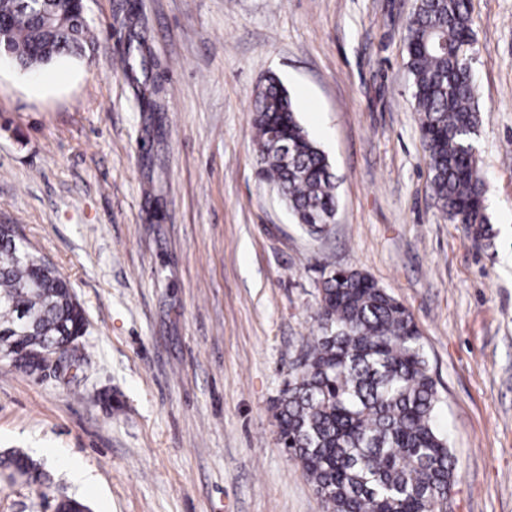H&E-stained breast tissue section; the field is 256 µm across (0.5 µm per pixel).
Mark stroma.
<instances>
[{
  "label": "stroma",
  "mask_w": 512,
  "mask_h": 512,
  "mask_svg": "<svg viewBox=\"0 0 512 512\" xmlns=\"http://www.w3.org/2000/svg\"><path fill=\"white\" fill-rule=\"evenodd\" d=\"M415 0H84L88 57L0 61V224L69 280L78 379L0 359V454L92 512H324L275 405L325 271L413 315L455 462L447 512H512V0H471L486 235L451 223L406 67ZM277 76L336 176L307 233L260 178ZM0 476V512H55ZM8 470L7 477H10L13 472L21 471L28 475L29 480L39 482L43 488V495H48L52 491V483L50 480H41V473L39 466L24 452L15 450L7 453L4 457L0 458V468Z\"/></svg>",
  "instance_id": "obj_1"
}]
</instances>
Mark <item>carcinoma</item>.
I'll return each instance as SVG.
<instances>
[{
  "instance_id": "carcinoma-1",
  "label": "carcinoma",
  "mask_w": 512,
  "mask_h": 512,
  "mask_svg": "<svg viewBox=\"0 0 512 512\" xmlns=\"http://www.w3.org/2000/svg\"><path fill=\"white\" fill-rule=\"evenodd\" d=\"M9 21L0 53L20 69L82 55L87 27L73 0H0ZM469 0H417L406 31L407 68L421 112L430 188L448 218L483 237L484 182L474 139L480 122L470 69ZM259 174L284 190L298 223L318 234L336 214L335 176L296 116L288 91L271 77L254 100ZM277 132L292 147L267 149ZM317 334L278 400L280 443L311 480L325 512H440L455 484L447 438L436 426L438 390L408 309L367 274L330 270L315 313ZM85 328L69 282L0 224V352L19 367L29 353L67 346ZM0 468L52 483L15 450ZM56 512H89L57 499Z\"/></svg>"
}]
</instances>
